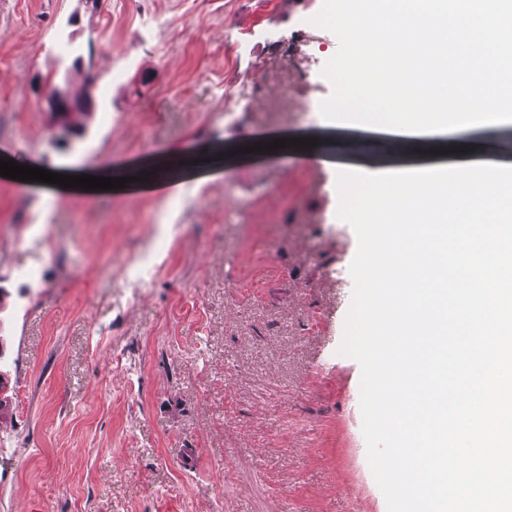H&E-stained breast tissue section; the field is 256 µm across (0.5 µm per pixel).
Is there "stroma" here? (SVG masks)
<instances>
[{"mask_svg": "<svg viewBox=\"0 0 512 512\" xmlns=\"http://www.w3.org/2000/svg\"><path fill=\"white\" fill-rule=\"evenodd\" d=\"M322 4L0 0V144L48 170L230 150L175 193L0 176V512H388L338 352L357 237L336 172L457 137L362 154L324 120ZM50 81L93 94L70 133Z\"/></svg>", "mask_w": 512, "mask_h": 512, "instance_id": "obj_1", "label": "stroma"}]
</instances>
